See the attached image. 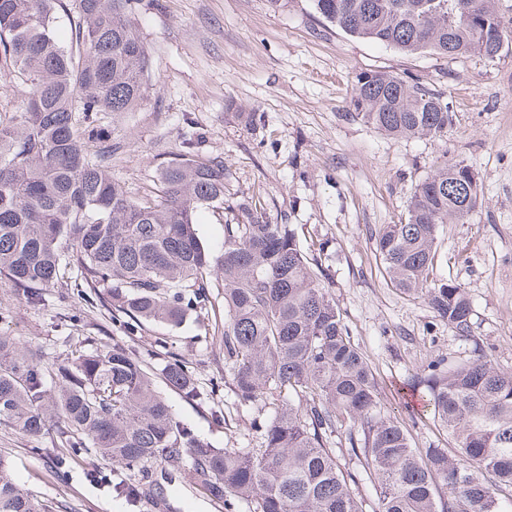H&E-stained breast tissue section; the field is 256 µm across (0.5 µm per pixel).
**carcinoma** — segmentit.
Segmentation results:
<instances>
[{"label": "carcinoma", "mask_w": 512, "mask_h": 512, "mask_svg": "<svg viewBox=\"0 0 512 512\" xmlns=\"http://www.w3.org/2000/svg\"><path fill=\"white\" fill-rule=\"evenodd\" d=\"M132 0H0V69L29 87L17 111L0 114V279L22 296L74 281L101 288L102 302L131 320L179 327L224 294V382L240 403L269 410L254 427L262 445L215 448L178 420L133 353L86 338L54 360L41 347L0 334V425L25 437L54 429L59 468L82 455L144 473L178 467L210 497L252 512H363L351 484L376 487L378 512H512V370L486 353L419 377L449 448L412 446L387 417L370 364L351 340L336 301L288 224L251 217L224 225L211 254L195 225L224 208V162L180 154L140 197L112 179L101 112H131L143 99L148 54L128 20ZM344 33L404 52L494 60L512 38L491 0H311ZM75 14L70 44L58 11ZM351 116L394 137L442 141L453 113L444 98L388 71L355 76ZM473 170L443 158L416 188L405 219L375 234L392 287L425 301L466 336L471 306L458 282L429 270L442 224L478 205ZM167 386L200 397L189 367L164 364ZM362 471H344L336 439ZM134 501L142 481L114 488ZM0 512H51L20 488L0 458Z\"/></svg>", "instance_id": "cac0c4a2"}]
</instances>
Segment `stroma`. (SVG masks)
<instances>
[{
	"label": "stroma",
	"mask_w": 512,
	"mask_h": 512,
	"mask_svg": "<svg viewBox=\"0 0 512 512\" xmlns=\"http://www.w3.org/2000/svg\"><path fill=\"white\" fill-rule=\"evenodd\" d=\"M129 20L148 51L151 77L138 107L100 119L114 146L112 176L138 196L161 162L177 154L224 162V206L197 215V233L219 252L224 227L262 214L289 224L308 255L322 258V281L371 364L387 416L408 426L419 448L448 446L431 419L412 423L411 382L433 361L458 364L482 348L512 369V40L498 58L407 54L355 38L316 14L310 0H136ZM385 70L444 96L453 122L444 142L396 139L349 115L359 72ZM475 172L480 202L464 223L440 228L431 277L464 284L469 337H460L422 300L393 288L374 235L404 218L407 204L441 154ZM89 305L76 288H50L31 302L0 281V332L57 357L84 337L123 346L156 371V388L177 418L219 448L249 450L262 439L257 408L225 386L224 322L215 299L180 327L142 323ZM178 359L202 393L191 401L160 373ZM51 436L0 426V457L23 489L55 512H225L194 483L188 466L148 465L150 492L130 505L109 488L129 478L119 462L86 456L57 471Z\"/></svg>",
	"instance_id": "stroma-1"
}]
</instances>
